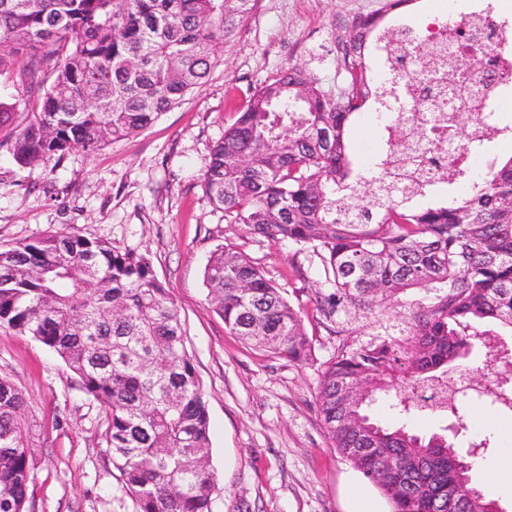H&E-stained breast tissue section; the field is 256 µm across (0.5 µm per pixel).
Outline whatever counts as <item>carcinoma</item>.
Returning a JSON list of instances; mask_svg holds the SVG:
<instances>
[{"instance_id":"obj_1","label":"carcinoma","mask_w":512,"mask_h":512,"mask_svg":"<svg viewBox=\"0 0 512 512\" xmlns=\"http://www.w3.org/2000/svg\"><path fill=\"white\" fill-rule=\"evenodd\" d=\"M256 0H0V76L22 95L0 98V147L34 170L76 148L93 152L149 127L209 76ZM377 18L340 43L349 75L336 98L298 67L255 88L213 146L202 177L211 204L256 239L288 241L320 259L336 292L326 302L372 309L412 288L443 290L415 316L411 344L341 354L322 372L320 413L331 446L391 512H456L474 488L448 436L383 426L356 388L398 391L461 367L494 322L512 328V156L439 206L396 194L388 153L375 175L350 178L346 125L359 103L405 80L373 86L366 53ZM501 54L495 40L473 66ZM459 149L478 155L494 131L479 112L457 115ZM207 297L229 332L274 355L307 360L300 309L232 245L204 270ZM0 326L54 351L82 392L107 408L106 452L137 512H212L208 403L168 288L148 254L75 231L0 249ZM512 414L502 386L488 399ZM465 430L455 401L440 414ZM393 459L382 467L381 456ZM31 425L26 399L0 379V512H29Z\"/></svg>"}]
</instances>
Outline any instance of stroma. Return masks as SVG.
<instances>
[{
	"instance_id": "obj_1",
	"label": "stroma",
	"mask_w": 512,
	"mask_h": 512,
	"mask_svg": "<svg viewBox=\"0 0 512 512\" xmlns=\"http://www.w3.org/2000/svg\"><path fill=\"white\" fill-rule=\"evenodd\" d=\"M384 4L259 0L208 80L150 127L92 153L73 150L35 171L19 167L0 149V248L76 231L118 250L148 253L169 288L208 400L213 512H353L352 488L364 477L331 446L319 409L321 373L342 352L408 341L416 312L434 301L431 293L411 289L370 310L349 306L325 316L319 300L331 288L319 259L288 243L257 241L245 225L227 223L202 185L212 145L252 90L296 66L336 96L346 73L335 46L348 34V19ZM470 4L407 0L399 12L421 34L438 12L453 22ZM379 127L371 105L355 112L349 137L360 170L386 149ZM511 155L512 140L492 136L470 178L440 187L435 200L465 191L473 178ZM220 244L246 253L300 307L312 360L275 356L229 333L204 284L205 265ZM498 333L497 351L476 349L468 364L488 365L512 392V330ZM0 378L23 392L37 425L32 512H136L105 453L104 407L80 390L54 352L0 327ZM371 413L382 424L423 435L443 424L437 414L402 412L392 394L379 396ZM482 440L488 447L472 460L474 478L504 512H512V478L502 472L504 451L512 448V416L474 404L457 443L465 448Z\"/></svg>"
}]
</instances>
